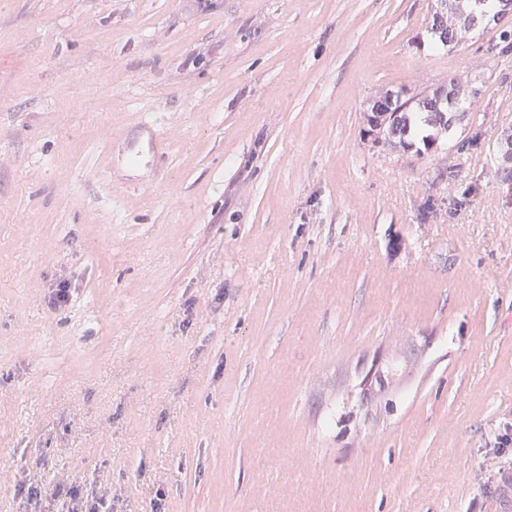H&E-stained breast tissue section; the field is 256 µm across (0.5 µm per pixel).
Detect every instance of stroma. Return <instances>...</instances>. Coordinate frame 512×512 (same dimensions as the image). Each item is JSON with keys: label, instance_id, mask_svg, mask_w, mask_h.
I'll return each instance as SVG.
<instances>
[{"label": "stroma", "instance_id": "1", "mask_svg": "<svg viewBox=\"0 0 512 512\" xmlns=\"http://www.w3.org/2000/svg\"><path fill=\"white\" fill-rule=\"evenodd\" d=\"M429 9L0 0V512H512V19ZM476 74L445 150L367 138ZM470 2H475L471 4L467 10L462 12H458L454 10L455 5L452 0H433L431 1V13L434 14L436 19L434 29L431 26V19L429 15L427 16V31L429 30L439 36L441 40L448 45H452L450 41H448V28H447V19L448 15L453 17L456 23L463 27L467 28L469 32L478 30V29H488L492 23H499L500 21L506 19L512 14V1L510 0H501V8L495 15L488 14L482 11L479 7V0H468ZM432 34L434 35V33ZM456 32V43L452 46H448V49L455 48L459 46L462 42H464L470 34L467 30L458 29L453 32L452 40L454 34ZM435 36V35H434ZM435 36L437 42L439 43V37ZM422 97V94L417 93L409 97L408 101V99L399 100L397 96L396 104L398 109L402 110L401 115L400 112L395 110V94L391 91L368 100L364 109V119L369 128L366 131L368 138L377 143H388L398 125L396 129L397 136L395 137L399 139L398 143L400 145L408 147L403 138L411 132L418 119H423L426 126L435 129L434 115L430 110L429 102L425 100L419 105H412ZM407 101L409 106H407ZM64 494V495H63ZM56 502V512H99L103 507L104 499L96 498L92 494L86 497L77 487H69L65 492L51 496Z\"/></svg>", "mask_w": 512, "mask_h": 512}]
</instances>
